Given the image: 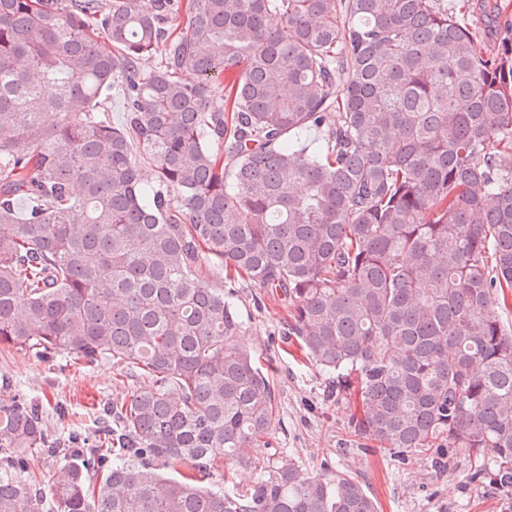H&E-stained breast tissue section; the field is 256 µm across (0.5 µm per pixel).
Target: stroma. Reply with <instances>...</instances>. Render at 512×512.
<instances>
[{"instance_id": "stroma-1", "label": "stroma", "mask_w": 512, "mask_h": 512, "mask_svg": "<svg viewBox=\"0 0 512 512\" xmlns=\"http://www.w3.org/2000/svg\"><path fill=\"white\" fill-rule=\"evenodd\" d=\"M463 21L480 35L485 52L497 53L502 32L512 26V0H497L492 13L485 12L480 0H465ZM234 293L245 321L242 343L259 357L278 392L274 456L296 460L309 474L320 472L327 462L348 472L366 484L379 512H512L511 499L470 483L465 449H458L453 465L446 468L436 467L424 455L394 467L375 444L354 431L353 400L330 397L331 375L305 363L296 343L282 336L287 307L262 296L260 288L247 281ZM135 385L132 378L117 384L105 362L76 369L61 356L37 362L0 354V397L22 393L39 403L59 435H93L104 408Z\"/></svg>"}]
</instances>
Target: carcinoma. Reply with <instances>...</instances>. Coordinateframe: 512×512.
Returning <instances> with one entry per match:
<instances>
[{"mask_svg": "<svg viewBox=\"0 0 512 512\" xmlns=\"http://www.w3.org/2000/svg\"><path fill=\"white\" fill-rule=\"evenodd\" d=\"M240 281L288 302L359 435L398 464L465 448L512 498V44L486 56L448 0H0V353L139 382L94 441L1 399L0 512H378L259 452L280 411ZM223 466L255 480L215 491Z\"/></svg>", "mask_w": 512, "mask_h": 512, "instance_id": "1", "label": "carcinoma"}]
</instances>
